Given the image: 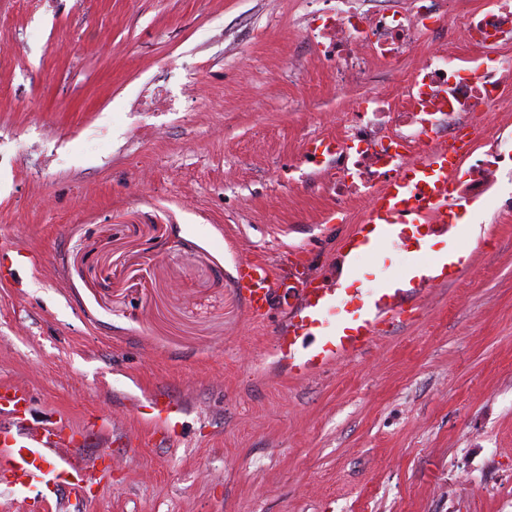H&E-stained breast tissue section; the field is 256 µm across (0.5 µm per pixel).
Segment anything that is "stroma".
<instances>
[{
  "instance_id": "1",
  "label": "stroma",
  "mask_w": 512,
  "mask_h": 512,
  "mask_svg": "<svg viewBox=\"0 0 512 512\" xmlns=\"http://www.w3.org/2000/svg\"><path fill=\"white\" fill-rule=\"evenodd\" d=\"M301 0H0V382L33 421L85 430L81 497L0 512H512V164L491 246L426 288L413 323L309 378L274 357L234 280L290 250L335 276L303 138L338 132L339 90ZM195 96H185L186 83ZM182 410L150 440V399ZM86 431V430H85ZM35 259V253L27 249L0 251V281L8 282L13 288L22 287V274L28 269L35 268Z\"/></svg>"
}]
</instances>
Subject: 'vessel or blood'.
Masks as SVG:
<instances>
[{
  "mask_svg": "<svg viewBox=\"0 0 512 512\" xmlns=\"http://www.w3.org/2000/svg\"><path fill=\"white\" fill-rule=\"evenodd\" d=\"M463 152L437 143L431 146L424 165L400 172L373 196L365 223L339 237L337 259L347 265L354 282L344 287L329 283L310 268L307 255L286 267L293 290L281 301L288 316L285 325H273V346L290 375L308 378L338 361L367 351L393 323H412L419 314L416 296L430 281L449 282L467 261L465 250L442 258L435 246L445 243L451 230L448 215V173ZM395 251L420 255V262L389 283L391 254ZM373 255L375 265L367 270L357 257ZM36 256L26 249L0 251V281L19 288L24 271L35 268ZM386 280L383 288L372 287L374 279ZM237 285L246 297L251 316L265 320L272 308L274 278L266 261L243 258L237 262ZM31 397L18 387L0 384V413L8 416L0 426V460L12 476L16 494L41 488L52 494L68 489L81 494L91 485L88 468L74 449L75 437L65 419L28 426ZM156 426L174 431L180 424V408L165 397L151 401Z\"/></svg>",
  "mask_w": 512,
  "mask_h": 512,
  "instance_id": "vessel-or-blood-1",
  "label": "vessel or blood"
}]
</instances>
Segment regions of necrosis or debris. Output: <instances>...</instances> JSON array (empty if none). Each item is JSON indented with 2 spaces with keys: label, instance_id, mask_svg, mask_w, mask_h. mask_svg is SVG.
<instances>
[{
  "label": "necrosis or debris",
  "instance_id": "1",
  "mask_svg": "<svg viewBox=\"0 0 512 512\" xmlns=\"http://www.w3.org/2000/svg\"><path fill=\"white\" fill-rule=\"evenodd\" d=\"M448 17V41L456 58L428 50L437 37V15ZM306 33L315 50L335 64L338 85L358 86V98L341 131L327 136L321 154L301 153V164L325 174L324 193L337 207L370 202L373 193L406 165L423 161L425 145L455 137L470 113L512 111V70L500 50L512 43V0H335L326 12L310 11ZM401 61L394 81L358 85L369 62ZM476 63L475 73L465 66ZM468 166H456L449 187L455 205L467 208L490 196L506 160L500 132L472 125Z\"/></svg>",
  "mask_w": 512,
  "mask_h": 512
}]
</instances>
